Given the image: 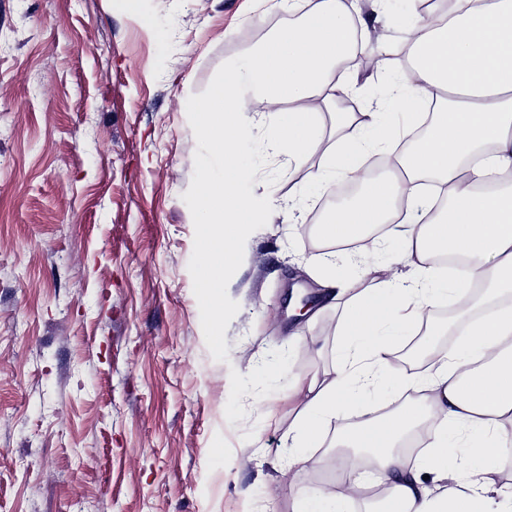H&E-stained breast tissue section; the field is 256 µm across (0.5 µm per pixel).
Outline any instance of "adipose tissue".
<instances>
[{
	"label": "adipose tissue",
	"mask_w": 512,
	"mask_h": 512,
	"mask_svg": "<svg viewBox=\"0 0 512 512\" xmlns=\"http://www.w3.org/2000/svg\"><path fill=\"white\" fill-rule=\"evenodd\" d=\"M295 21L277 27L254 51L229 61L227 76L190 110L204 139L205 168L223 177L207 179L198 206L206 216V264L200 286L214 346L223 344L225 267L233 260L230 241L251 223L256 210L241 193L250 175L241 162L244 130L238 116L265 106L282 119L274 144L292 154H313L322 145L319 128L301 103L312 96L331 102L352 93L339 76L356 46L353 21L361 0H304ZM408 48L405 85L417 97H402L407 127L425 126L417 144L396 158L394 182L368 177L379 150L372 140L381 128L376 110L340 112L336 124L350 129L348 145L326 158L323 177L363 176L360 196L319 224L323 240H357L379 224L391 225L400 243L398 260L410 273L366 268L368 293L337 286L352 305L340 323L339 366L331 381L298 380L301 418L292 428L297 452L331 438L336 466L345 478L335 491L299 494L293 512H346L360 499L365 481L352 449L370 448L369 465L384 493L388 512H512V493L497 491L496 458L512 454V0H452L443 25L404 28ZM464 258L496 310L471 322L452 351L437 353L427 374L392 376V386L418 393L416 403L374 416L364 394L379 387L388 358L423 310L445 296L468 303V283L439 274L434 252ZM388 316H378L371 297ZM359 415L346 423L347 413ZM427 444L414 462L401 452L410 439ZM483 466L480 483L460 480L459 449Z\"/></svg>",
	"instance_id": "obj_1"
}]
</instances>
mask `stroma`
<instances>
[{
  "mask_svg": "<svg viewBox=\"0 0 512 512\" xmlns=\"http://www.w3.org/2000/svg\"><path fill=\"white\" fill-rule=\"evenodd\" d=\"M288 20L274 0H0V512H293L335 489L326 447L293 456L281 399L336 371L340 311L297 321L286 300L320 292L304 230L348 134L335 104H306L318 154L271 147L278 113H241L267 218L230 245L223 349L199 286L206 144L186 104ZM402 74L359 72L351 97L398 137ZM396 249L367 237L336 274L365 288L363 262Z\"/></svg>",
  "mask_w": 512,
  "mask_h": 512,
  "instance_id": "1",
  "label": "stroma"
}]
</instances>
